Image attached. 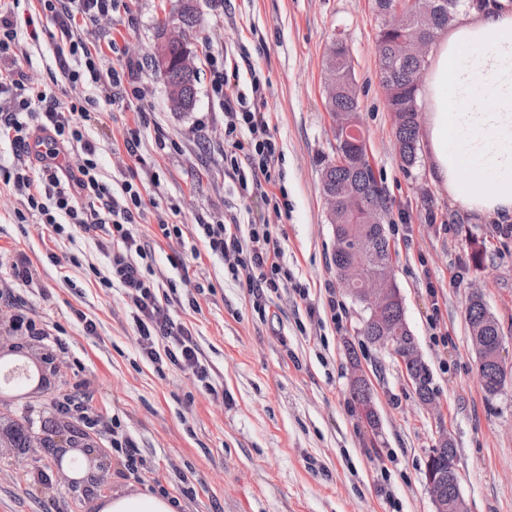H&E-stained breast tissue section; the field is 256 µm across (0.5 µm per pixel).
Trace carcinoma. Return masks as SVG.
Instances as JSON below:
<instances>
[{"instance_id":"obj_1","label":"carcinoma","mask_w":512,"mask_h":512,"mask_svg":"<svg viewBox=\"0 0 512 512\" xmlns=\"http://www.w3.org/2000/svg\"><path fill=\"white\" fill-rule=\"evenodd\" d=\"M464 7L465 0H417L406 5L411 27L420 28L433 37L448 31ZM177 17L186 31L193 32L199 21L196 3L180 0ZM399 38L400 34L396 32L385 31L380 26L376 28L375 48L381 64V84L386 105L389 111L397 114L395 138L399 145V157L403 167L413 169L421 165L417 101L420 87L413 84V76L416 71L428 68L429 60L421 61L398 55L394 47ZM185 48L184 44L167 45L171 66L160 74L165 86L180 89V96L173 109L182 112L195 106L197 94V74L186 76L176 66V60ZM326 73L338 79L336 95L326 100L328 111L332 114L345 112L360 115L359 96L350 89L355 84V75L348 48L338 50L334 44L327 47ZM335 139L343 144V156H335L322 166V193H331L340 201L348 194L359 193L364 199H374L380 206H385L384 196L379 192L377 179L368 160L364 131L347 135L340 130L335 133ZM331 226L333 235L347 241L349 246L348 251L333 254L335 266L354 263L360 254L373 268L391 261L385 224H364L339 214ZM465 318L473 344L477 346L482 388L488 396L494 397L508 381V374L493 358L495 346L503 341L499 323L479 296L470 297ZM386 324L391 326L389 336L392 337L393 352L403 357L405 369L415 385L419 399L424 403L430 402L433 395L430 373L418 354L416 338L405 319L402 299L395 300L379 315L369 310L364 311L360 334L375 344L377 337L383 335V326ZM33 377L31 367L24 364L13 362L0 365L1 388L9 389L19 383H29ZM350 399L358 407L373 406V392L368 382L351 381ZM32 439V432L25 427L16 426L6 432L0 431V447L6 444L12 448H28ZM454 458L455 449L450 442L432 448L425 473V478L431 477L441 483L450 501L454 499L459 487L458 476L448 478V468L454 466Z\"/></svg>"}]
</instances>
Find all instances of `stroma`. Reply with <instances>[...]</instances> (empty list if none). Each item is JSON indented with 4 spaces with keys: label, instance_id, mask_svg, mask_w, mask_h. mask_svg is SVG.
<instances>
[{
    "label": "stroma",
    "instance_id": "obj_1",
    "mask_svg": "<svg viewBox=\"0 0 512 512\" xmlns=\"http://www.w3.org/2000/svg\"><path fill=\"white\" fill-rule=\"evenodd\" d=\"M180 0H132L137 22L125 15L94 23L88 39L112 66L110 41L132 58L154 49V23ZM193 32L198 51L194 108L174 111L153 67L142 72L144 98L110 108L94 87L72 86L58 54V29L41 17L38 40L20 32V62L29 83L62 105L92 99L86 135L99 153L102 178L119 188L125 166L137 170L147 208L134 230L152 253L154 279L178 281L171 313L193 328L211 367L216 396L169 367L157 372L143 359L121 288H106L107 261L94 240H55L37 224L18 223L23 197L0 183V260L25 254L36 270L33 286H7L14 310L53 325L68 347L24 335L0 317V358L41 366L45 384H23L0 397V425L21 423L41 432L54 416L59 390L91 383L93 405L115 417L138 442L144 467L129 472L104 430L91 432L108 464L112 493L152 495L166 490L176 512H435L426 485L428 453L438 435L452 441L468 512H512V384L485 394L465 320L472 293L482 295L503 336V361L512 367V234L504 225L473 221L451 206L429 162L402 166L394 118L380 84L372 0H197ZM347 43L359 91L369 159L389 200L386 228L393 273L406 320L429 369L433 400L421 403L403 366L358 333L362 307L347 298L332 261L335 238L326 217L320 169L336 140L325 109V49ZM229 54L242 78L259 74L264 109L282 146L278 167L292 208L280 223L286 234L282 265L291 280L270 297L258 318L246 288L195 233L198 216L236 214L241 224L261 219V202L240 203L224 168V108L210 92L208 57ZM105 120H96V113ZM162 126L178 150H158ZM137 133V160L124 141ZM180 225L181 238H163L159 221ZM57 262H50L49 254ZM306 283L308 300L295 293ZM335 290L345 308L335 326L323 303ZM195 305H188V297ZM320 306L317 318L308 304ZM97 324L87 334L76 314ZM353 345L374 390L378 427H370L349 399L345 357ZM43 453L20 455L0 447V512H98L100 498L82 497L61 475L40 479ZM188 477L180 483L178 474Z\"/></svg>",
    "mask_w": 512,
    "mask_h": 512
}]
</instances>
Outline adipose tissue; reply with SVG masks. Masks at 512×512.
I'll return each instance as SVG.
<instances>
[{
	"instance_id": "obj_1",
	"label": "adipose tissue",
	"mask_w": 512,
	"mask_h": 512,
	"mask_svg": "<svg viewBox=\"0 0 512 512\" xmlns=\"http://www.w3.org/2000/svg\"><path fill=\"white\" fill-rule=\"evenodd\" d=\"M420 99L435 183L473 218L512 223V0L458 14L435 41Z\"/></svg>"
}]
</instances>
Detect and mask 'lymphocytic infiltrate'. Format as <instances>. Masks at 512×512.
I'll list each match as a JSON object with an SVG mask.
<instances>
[{"label": "lymphocytic infiltrate", "mask_w": 512, "mask_h": 512, "mask_svg": "<svg viewBox=\"0 0 512 512\" xmlns=\"http://www.w3.org/2000/svg\"><path fill=\"white\" fill-rule=\"evenodd\" d=\"M120 0H40L43 14L51 17L60 34V46L80 58L79 68H64L72 85L113 87L108 100L119 104L125 98H141L137 75L143 63L117 57L110 74H102L98 51L79 34L81 22H97L112 16ZM19 0H0V132L17 154L31 152L34 130L47 132L49 149L36 155L38 174L20 165L0 174V182L12 185L24 198L25 209L18 223L35 217L53 236L72 240L87 236L103 250L109 267L105 286L123 288L143 358L163 367L169 364L187 372L206 394H215L209 366L202 360L197 340L184 324L176 322L168 303L159 296L161 286L152 278L146 248L133 226L146 208L143 182L129 170L120 191H112L103 180L97 161V145L85 134L89 110L75 101L61 106L40 87L29 85L14 53L19 25L34 28V18L19 20ZM222 54L209 57L211 91L224 106V167L231 171L240 198H258L276 214L292 207L288 190L275 164L281 147L270 126L267 112L259 104L265 87L252 76L242 88L238 68L226 65ZM71 144L81 159L60 161L63 144ZM197 237L204 240L210 255L223 260L234 280L245 285L253 297V308L265 314L267 294L277 292L288 272L280 264L281 239L269 222H252L240 227L236 216L225 215L223 223L198 218Z\"/></svg>", "instance_id": "obj_1"}]
</instances>
